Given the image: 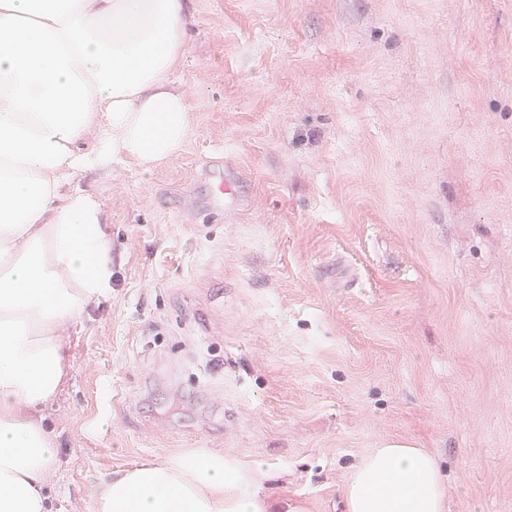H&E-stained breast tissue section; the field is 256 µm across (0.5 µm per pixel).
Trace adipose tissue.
<instances>
[{"mask_svg":"<svg viewBox=\"0 0 512 512\" xmlns=\"http://www.w3.org/2000/svg\"><path fill=\"white\" fill-rule=\"evenodd\" d=\"M186 32V0H0V512H50L56 447L36 414L112 291L102 207L75 177L181 146ZM264 475L197 448L114 473L92 512H286ZM341 494L346 512H447L437 457L406 441L363 456Z\"/></svg>","mask_w":512,"mask_h":512,"instance_id":"ef3b65f1","label":"adipose tissue"}]
</instances>
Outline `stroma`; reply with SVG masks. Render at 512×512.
Returning a JSON list of instances; mask_svg holds the SVG:
<instances>
[{"instance_id": "1", "label": "stroma", "mask_w": 512, "mask_h": 512, "mask_svg": "<svg viewBox=\"0 0 512 512\" xmlns=\"http://www.w3.org/2000/svg\"><path fill=\"white\" fill-rule=\"evenodd\" d=\"M187 4L186 140L75 178L112 293L39 412L51 512L195 448L344 512L388 440L438 456L448 512H512V0ZM223 164L217 165L208 173L211 177V193L212 199L216 204L215 210H226L227 207L233 206L238 202L236 178L228 166Z\"/></svg>"}]
</instances>
